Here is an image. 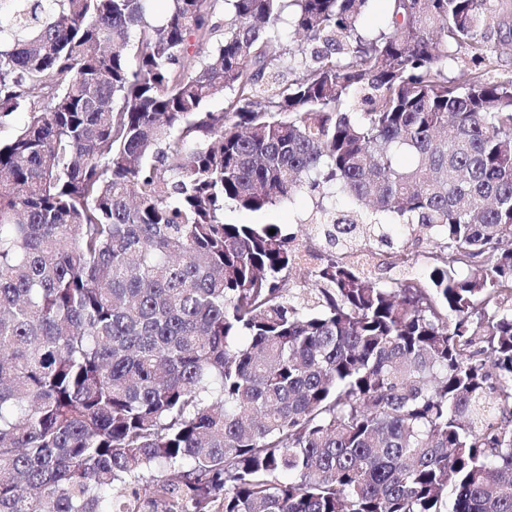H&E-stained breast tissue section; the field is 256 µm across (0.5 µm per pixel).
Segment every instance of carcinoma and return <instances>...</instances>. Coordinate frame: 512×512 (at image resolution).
Masks as SVG:
<instances>
[{
    "label": "carcinoma",
    "instance_id": "carcinoma-1",
    "mask_svg": "<svg viewBox=\"0 0 512 512\" xmlns=\"http://www.w3.org/2000/svg\"><path fill=\"white\" fill-rule=\"evenodd\" d=\"M150 2L0 0V512H512L501 0ZM390 14L388 3L383 0H374L370 2L365 9L361 23L363 27L372 32L385 30L389 25ZM314 202L307 194H296L290 201L261 211H248L235 207L232 202L224 206V222L231 224H278L283 234L295 233L300 247L306 243L318 250L315 242L305 240L300 224L305 222L313 210Z\"/></svg>",
    "mask_w": 512,
    "mask_h": 512
}]
</instances>
